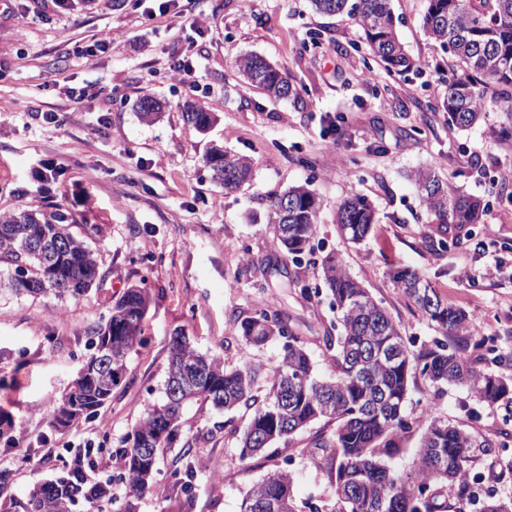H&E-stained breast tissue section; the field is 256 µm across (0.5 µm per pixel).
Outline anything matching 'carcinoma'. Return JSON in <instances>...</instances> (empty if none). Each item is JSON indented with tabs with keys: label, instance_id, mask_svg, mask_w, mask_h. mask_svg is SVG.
Returning <instances> with one entry per match:
<instances>
[{
	"label": "carcinoma",
	"instance_id": "cac0c4a2",
	"mask_svg": "<svg viewBox=\"0 0 512 512\" xmlns=\"http://www.w3.org/2000/svg\"><path fill=\"white\" fill-rule=\"evenodd\" d=\"M322 13L345 10L357 16L375 58L390 73L402 74L421 63L400 42L389 0H311ZM423 25L431 38L455 58L441 103L452 125L466 129L476 124L488 106L487 90L512 89V0H427ZM243 75L272 99L292 93L288 75L262 58L249 56L240 64ZM188 126L199 133L214 122L212 113L184 105ZM213 178L232 190L246 181L248 159L216 146L206 157ZM420 200L435 223L464 227L478 223L483 207L477 199L451 188L435 170L412 175ZM317 200L304 186L288 189L273 203L277 245L293 263L311 250ZM336 223L348 240L359 243L376 223L369 200L353 194L339 205ZM63 212L49 216L28 210L0 213V273L9 290L33 298L80 299L100 277L97 258L85 238L99 233L95 224L78 237ZM23 272L33 283L16 282ZM321 272L336 310V335L322 337L331 352L334 374L322 378L301 337L277 312L258 308L240 324L238 361L232 366L219 355L202 353L185 335L173 338L163 395L149 405L123 437L117 470L124 477L122 491L96 467L92 448H71L68 462L48 478L37 479L24 502L8 496L10 473L0 471V512H140L153 486L160 453L181 444L171 470L172 488L180 512L192 508L195 478L193 458L197 440L181 439L180 418L191 403L209 404L227 414L240 408L250 417L238 433L241 460L266 451L309 425L326 421L333 435L315 443L335 476V507L331 512H448L445 491L457 488L460 500L474 496L475 478L467 468L474 448H492L470 433L432 412L410 419L405 413L410 381L424 377L434 386L461 385L478 401L512 404V375L487 371L461 350L448 346V337L468 328L469 315L460 306L443 302L414 269L399 267L393 281L428 318L441 337L412 349L399 324L360 282L327 255ZM151 302L148 288L133 285L112 303L107 317L91 329L90 353L77 377L50 416V426L65 432L94 418L112 398L127 372L130 354L144 344L142 323ZM270 342L281 344L278 362L266 367L251 351ZM180 389L177 402L168 390ZM419 435V451L411 472L400 474L387 465L399 455L401 444ZM23 439L11 419L0 417V445L22 450ZM294 475L284 467L269 471L253 483L242 500L241 512H264L267 503L277 512H303L295 502ZM480 512H512V497H488Z\"/></svg>",
	"mask_w": 512,
	"mask_h": 512
}]
</instances>
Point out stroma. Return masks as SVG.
<instances>
[{
    "label": "stroma",
    "instance_id": "stroma-1",
    "mask_svg": "<svg viewBox=\"0 0 512 512\" xmlns=\"http://www.w3.org/2000/svg\"><path fill=\"white\" fill-rule=\"evenodd\" d=\"M400 41L420 69L388 73L367 62L355 15L321 14L309 0H182L180 14L159 0H0V211L71 213L73 232L95 224L90 239L102 280L87 298L0 296V412L27 435L49 476L67 445L118 450L146 405L160 398L173 336L185 333L203 353L237 361L239 325L255 308L279 312L301 336L318 372L331 363L322 343L335 333L336 312L319 262L333 255L381 302L404 335L431 339L428 319L392 280L395 267L416 269L440 299L472 316L452 345L485 340L512 358V141L498 130L505 117L490 107L468 130L448 122L440 102L452 58L423 26L427 0H391ZM204 15V25L191 24ZM116 41L94 46L99 30ZM257 55L287 73L294 88L274 101L238 69ZM184 60L191 71L175 74ZM165 104L141 119L144 96ZM214 113L203 133L188 127L182 105ZM247 157L250 180L230 191L204 159L212 147ZM312 158L314 168L300 157ZM435 167L463 194L486 203L479 223L448 227V246H432L437 226L408 179ZM315 194L319 208L312 254L287 261L275 242L274 200L294 186ZM372 202L377 224L359 243L336 224L351 194ZM473 279L461 276L462 269ZM146 281L152 302L143 347L98 416L65 433L48 416L88 353V330L106 317L126 288ZM478 439L512 434V404L488 407L464 387L436 389L423 377L410 385L406 412L426 409ZM223 414L192 405L186 438L197 440L192 512H240L250 482L291 458L297 502L326 512L334 481L317 422L278 453L242 462L236 438L221 431ZM512 446L476 452L469 466L475 492L512 496L504 466ZM223 473L215 485L214 473Z\"/></svg>",
    "mask_w": 512,
    "mask_h": 512
}]
</instances>
